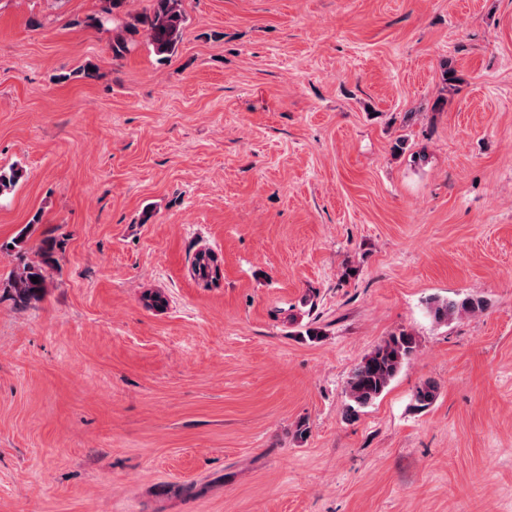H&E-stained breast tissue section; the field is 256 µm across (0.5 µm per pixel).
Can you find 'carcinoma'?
Listing matches in <instances>:
<instances>
[{
    "label": "carcinoma",
    "mask_w": 512,
    "mask_h": 512,
    "mask_svg": "<svg viewBox=\"0 0 512 512\" xmlns=\"http://www.w3.org/2000/svg\"><path fill=\"white\" fill-rule=\"evenodd\" d=\"M106 5L101 12L89 18L90 24L98 28L112 22L114 10L120 8L122 0H104ZM150 8L134 22H126L111 29V48L116 57L129 51L126 34L135 30L136 25L145 26L147 37L155 53L169 55L183 37L186 16L182 0H149ZM23 177V170L11 166L0 168V197L10 193ZM51 253L44 248L40 259L29 261L11 271L8 286L15 302L28 305L42 298L47 288L45 267L50 265ZM38 278L34 283L31 278ZM486 308V301L479 296H467L462 299L434 300L429 303V312L434 320H448L474 314ZM416 338L407 332L392 335L365 354L355 365L347 384V413L352 416L358 410L374 403L389 387L406 361L415 352ZM436 383L426 381L415 389L413 408L423 411L429 408L438 396Z\"/></svg>",
    "instance_id": "carcinoma-1"
}]
</instances>
